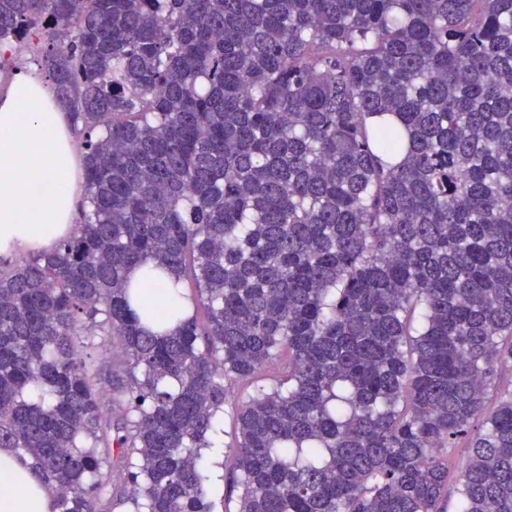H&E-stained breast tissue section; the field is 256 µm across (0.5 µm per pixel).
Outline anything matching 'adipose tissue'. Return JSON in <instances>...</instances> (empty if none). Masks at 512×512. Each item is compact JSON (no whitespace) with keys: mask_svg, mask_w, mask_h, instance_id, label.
Masks as SVG:
<instances>
[{"mask_svg":"<svg viewBox=\"0 0 512 512\" xmlns=\"http://www.w3.org/2000/svg\"><path fill=\"white\" fill-rule=\"evenodd\" d=\"M78 155L64 112L40 75L15 70L0 96V254L17 255L37 247L53 250L71 229ZM42 177L32 180L30 170ZM0 512H50V497L0 448Z\"/></svg>","mask_w":512,"mask_h":512,"instance_id":"obj_1","label":"adipose tissue"}]
</instances>
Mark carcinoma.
Returning a JSON list of instances; mask_svg holds the SVG:
<instances>
[{"label":"carcinoma","mask_w":512,"mask_h":512,"mask_svg":"<svg viewBox=\"0 0 512 512\" xmlns=\"http://www.w3.org/2000/svg\"><path fill=\"white\" fill-rule=\"evenodd\" d=\"M15 42L86 149L79 223L0 262L52 512H215L244 386L224 512H512V0H0ZM186 291H185V289ZM183 288L181 282L169 273H165L163 280V287L157 289L158 295L163 297L166 301L180 306L189 307L190 302L187 299L186 292L190 296L191 290L185 285ZM252 393V388H239L234 389L230 399L229 403L224 406V415L221 416L220 420L218 421V441H216V448H205L201 451L202 453V464L205 468L206 474L209 476L208 483L210 479V464L209 459L207 455V451H209L210 455L214 457L217 461L218 466L220 467L223 480V489L221 487V490L219 492H212V496L214 497L216 501V510L219 512H224V505L222 500L224 499V494L227 492V486L226 481L224 479V462L223 455H225V451L228 450V448H225V445L228 441L231 439V433L233 431V420H234V414H235V408L238 405H241L242 403L246 402L250 395ZM223 508V509H222Z\"/></svg>","instance_id":"cac0c4a2"}]
</instances>
